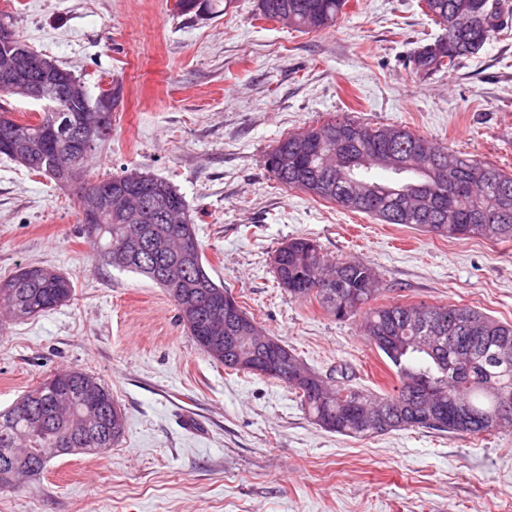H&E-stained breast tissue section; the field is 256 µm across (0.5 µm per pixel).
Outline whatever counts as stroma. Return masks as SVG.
I'll list each match as a JSON object with an SVG mask.
<instances>
[{"mask_svg":"<svg viewBox=\"0 0 512 512\" xmlns=\"http://www.w3.org/2000/svg\"><path fill=\"white\" fill-rule=\"evenodd\" d=\"M1 14L90 96L121 84L86 179L141 169L173 183L211 276L306 367L374 394L399 384L358 319L278 288L271 257L296 236L371 265L377 304L468 306L512 323V241L383 224L285 188L266 166L280 139L345 116L511 173L512 12L478 54L425 78L409 56L442 30L419 0H348L316 32L261 19L258 0L211 20L179 14L176 0H0ZM29 264L65 273L75 294L0 336V411L79 368L111 388L125 427L105 452L55 458L0 493V512H512V429H321L287 384L211 361L163 289L102 265L74 190L0 155V277Z\"/></svg>","mask_w":512,"mask_h":512,"instance_id":"1","label":"stroma"}]
</instances>
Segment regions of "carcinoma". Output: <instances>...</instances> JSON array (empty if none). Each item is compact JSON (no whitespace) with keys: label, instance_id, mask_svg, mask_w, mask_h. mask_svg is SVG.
Returning <instances> with one entry per match:
<instances>
[{"label":"carcinoma","instance_id":"obj_1","mask_svg":"<svg viewBox=\"0 0 512 512\" xmlns=\"http://www.w3.org/2000/svg\"><path fill=\"white\" fill-rule=\"evenodd\" d=\"M232 0H178L179 12L201 19L224 14ZM424 12L442 35L416 51L413 63L426 76L450 71L477 54L501 28L502 0H422ZM347 0H258L259 15L288 25L323 29L336 21ZM90 103L60 99L35 123L20 124L0 113V129L32 145L25 168L46 173L52 153L70 152L65 140L47 146V129L73 124ZM277 181L347 211L369 214L385 224H413L446 238L512 240V174L493 163L456 155L401 126L370 127L353 119H332L279 140L267 154ZM411 173L415 179L377 180L372 171ZM113 176L86 182L78 208L107 189L131 190L143 203L140 221L114 209L85 233L99 260L142 275L169 295L189 335L212 361L247 371L224 359V343L212 342L182 298L208 292L217 299L232 291L209 273L197 236L174 253L184 236L165 219L157 203L187 208L171 183L152 174L138 184H114ZM278 287L295 299H315L337 320L362 317L367 341L392 365L397 393L375 395L343 381L322 384L316 374L303 389L292 381L299 358L283 349L284 366L274 379L298 395L310 420L350 437L426 428L438 432L488 434L512 427V324L466 306L392 303L374 306L376 272L356 260L328 261L315 240L294 237L275 251ZM70 277L51 267L25 266L0 279V335L5 321L22 322L69 303ZM124 414L112 391L80 370L54 373L33 386L14 406L0 412V490L16 486L19 473L40 475L50 460L65 454H97L116 444Z\"/></svg>","mask_w":512,"mask_h":512}]
</instances>
